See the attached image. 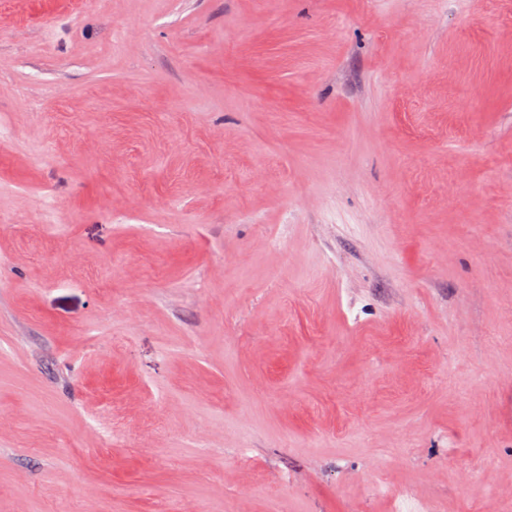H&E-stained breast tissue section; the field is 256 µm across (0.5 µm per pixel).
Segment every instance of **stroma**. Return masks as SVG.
I'll return each instance as SVG.
<instances>
[{
	"instance_id": "obj_1",
	"label": "stroma",
	"mask_w": 512,
	"mask_h": 512,
	"mask_svg": "<svg viewBox=\"0 0 512 512\" xmlns=\"http://www.w3.org/2000/svg\"><path fill=\"white\" fill-rule=\"evenodd\" d=\"M510 499L512 0H0V512Z\"/></svg>"
}]
</instances>
